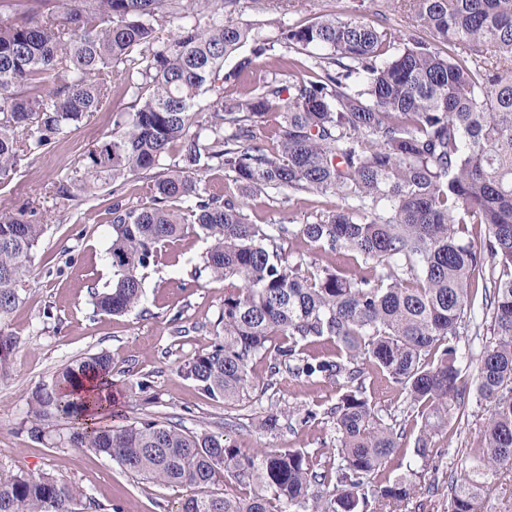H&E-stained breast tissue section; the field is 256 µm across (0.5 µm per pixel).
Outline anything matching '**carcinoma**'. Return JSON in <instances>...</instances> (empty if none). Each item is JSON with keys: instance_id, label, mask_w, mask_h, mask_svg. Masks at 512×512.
Returning a JSON list of instances; mask_svg holds the SVG:
<instances>
[{"instance_id": "carcinoma-1", "label": "carcinoma", "mask_w": 512, "mask_h": 512, "mask_svg": "<svg viewBox=\"0 0 512 512\" xmlns=\"http://www.w3.org/2000/svg\"><path fill=\"white\" fill-rule=\"evenodd\" d=\"M199 13L161 42L156 27L179 14L173 0H0V181L28 150L36 127L47 145L112 92V67L137 50L131 111L88 153V168L116 180L151 171L172 151L179 164L158 176L152 203L112 206L108 254L115 281L96 292V311L122 316L145 300L142 271L188 232L209 242L202 270L228 281L221 331L185 368L210 398L231 405L250 386V364L268 355L297 376L348 387L334 409L338 454L332 490L299 449H243L222 433L187 431L106 415L99 395L75 393L91 375L112 386L101 351L59 368L28 398L30 434L51 420L65 442L91 448L129 472L188 494L176 512H377L410 500L415 484L387 481L403 429L385 424L363 396L359 365L404 391L422 425L414 455L427 466L433 435L471 391L491 404L479 446L457 454L448 512H494L486 490L512 468V0H407L431 40L356 18L324 15L269 39L224 18L234 0H198ZM252 56L224 70L246 43ZM281 45L278 61L299 73L287 84L250 80L253 59ZM240 89L224 100V87ZM215 92L204 129L198 96ZM282 116L278 149L253 127ZM216 166L244 189L336 197L334 209L302 226L319 250L348 252L351 268L294 262L288 229L274 235L236 206L200 188ZM188 203L186 210L178 208ZM483 224V239L469 225ZM44 228L0 210V381L11 375L17 338L7 320L20 302ZM490 330L495 342L469 379L460 366V329ZM328 337L336 351L312 363L305 342ZM246 489L211 490L217 475ZM86 497L52 477L0 478V512H77Z\"/></svg>"}]
</instances>
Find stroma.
<instances>
[{"mask_svg": "<svg viewBox=\"0 0 512 512\" xmlns=\"http://www.w3.org/2000/svg\"><path fill=\"white\" fill-rule=\"evenodd\" d=\"M328 13L407 34L424 33L407 7H393L386 0H233L224 10L239 23L261 27L271 39L280 29ZM130 104L123 78L115 77L112 95L99 112L50 144L31 145L11 178L0 184V209L25 210L29 219L45 228L33 269L20 289V303L8 319L18 345L11 375L0 381V477L47 475L80 485L87 497L79 512H174L184 489L133 475L92 449L59 444L58 427H51L41 440L28 431L31 390L50 381L61 366L100 351L112 357L115 423L155 418L191 431L224 434L241 448H297L309 454L316 472L334 474L340 457L331 411L342 394L336 383L298 378L284 368L274 374L268 359H257L248 392L227 406L185 377L187 364L213 345L224 307L223 281L200 271L208 245L195 233L167 246L160 262L149 268L142 306L122 316L96 313L92 293L113 279L108 259L112 206L134 209L149 203L152 195L149 175L131 176L115 186L87 171L88 151L112 131L115 119ZM201 185L223 198L244 202L250 223L285 225L292 258L351 265L350 256L311 249L301 233L302 225L333 208L334 198L288 191L246 196L219 168L203 173ZM362 390L384 422L405 427L404 453L386 471L387 479H396L415 460L421 420L413 415L405 395L373 372H365ZM309 410L317 417L308 422L304 415ZM271 412L280 417L278 428L259 430V421ZM487 416V406L472 403L463 420L449 418L447 428L433 437L427 467L415 478V496L381 506L378 512H448L454 459L458 450L477 446Z\"/></svg>", "mask_w": 512, "mask_h": 512, "instance_id": "stroma-1", "label": "stroma"}]
</instances>
